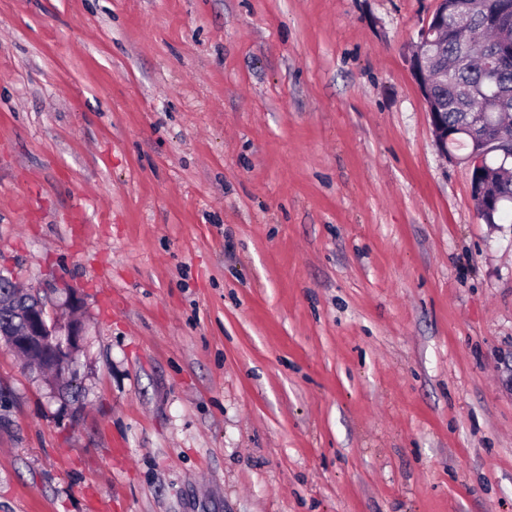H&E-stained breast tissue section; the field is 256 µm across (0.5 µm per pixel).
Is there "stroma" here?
I'll return each instance as SVG.
<instances>
[{"instance_id":"stroma-1","label":"stroma","mask_w":512,"mask_h":512,"mask_svg":"<svg viewBox=\"0 0 512 512\" xmlns=\"http://www.w3.org/2000/svg\"><path fill=\"white\" fill-rule=\"evenodd\" d=\"M435 6L0 0V270L88 324L74 391L0 346V512H512V221L435 143Z\"/></svg>"}]
</instances>
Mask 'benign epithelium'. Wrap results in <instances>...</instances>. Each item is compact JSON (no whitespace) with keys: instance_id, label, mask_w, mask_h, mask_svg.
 Listing matches in <instances>:
<instances>
[{"instance_id":"1","label":"benign epithelium","mask_w":512,"mask_h":512,"mask_svg":"<svg viewBox=\"0 0 512 512\" xmlns=\"http://www.w3.org/2000/svg\"><path fill=\"white\" fill-rule=\"evenodd\" d=\"M512 14V0H496L494 8L486 11L485 23L503 27L501 17ZM465 25L461 19L448 27L447 0H437V7L430 21L419 34L418 49L413 58V68L420 83L422 97L430 95L431 85L426 80L424 61L432 52L438 35L448 29L454 31ZM435 141L443 153H448V143L454 141L456 132L448 130L438 112H428ZM473 141V149L465 157L472 166V187H477L484 172L489 168L488 154L503 152V159L512 160V137L497 127L471 124L460 128ZM56 287L33 289L34 304L26 311L21 322L6 330H0V340L13 352L28 360L36 371H54L59 380L73 382L78 373V352L87 324L81 316L82 301L78 293L69 288L66 299L58 304L52 299Z\"/></svg>"}]
</instances>
